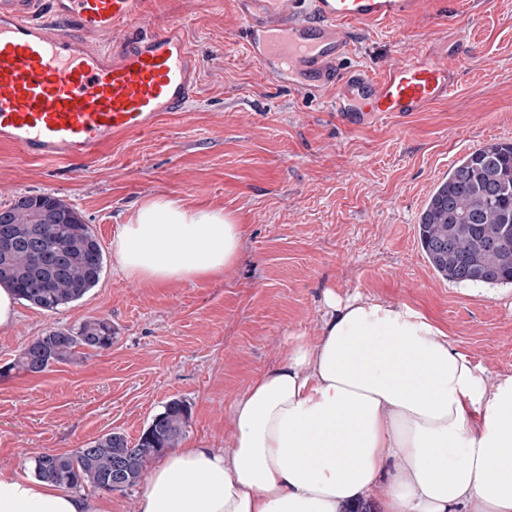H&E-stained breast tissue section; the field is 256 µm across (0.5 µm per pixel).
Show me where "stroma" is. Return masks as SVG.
<instances>
[{
    "label": "stroma",
    "mask_w": 512,
    "mask_h": 512,
    "mask_svg": "<svg viewBox=\"0 0 512 512\" xmlns=\"http://www.w3.org/2000/svg\"><path fill=\"white\" fill-rule=\"evenodd\" d=\"M470 17L472 56L448 98L396 122L342 128L333 90L313 97L263 78L237 38L227 0H148L145 24H181L201 60L187 112L56 164L0 144V204L60 197L105 253L98 285L55 312L19 303L0 330V470L29 476L44 452L67 453L115 431L136 441L167 401L190 412L185 442H229L234 400L279 361L295 333L318 338L327 295L408 306L484 369L512 375V285H457L430 266L421 211L451 166L512 142V0H455ZM457 25L427 0L416 17L359 31L343 66L378 73L423 52L456 65ZM152 196L221 207L242 224L228 273L162 287L124 276L112 239ZM112 323L110 349L34 374L20 350L52 327Z\"/></svg>",
    "instance_id": "35a3bbf8"
}]
</instances>
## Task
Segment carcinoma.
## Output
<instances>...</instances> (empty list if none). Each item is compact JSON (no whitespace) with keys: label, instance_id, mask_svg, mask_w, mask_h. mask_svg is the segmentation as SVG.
Listing matches in <instances>:
<instances>
[{"label":"carcinoma","instance_id":"cac0c4a2","mask_svg":"<svg viewBox=\"0 0 512 512\" xmlns=\"http://www.w3.org/2000/svg\"><path fill=\"white\" fill-rule=\"evenodd\" d=\"M420 245L434 271L455 284H512V142L487 144L456 162L433 190L418 222ZM0 285L28 305L54 311L83 298L100 281L103 248L91 227L61 199L20 196L0 206ZM112 323L85 320L78 330L52 328L19 353L16 364L40 373L70 361L79 348L112 346ZM188 406L168 401L131 443L109 432L73 453H43L35 475L72 490L123 491L141 481L148 463L179 445ZM123 465L122 485L112 473Z\"/></svg>","mask_w":512,"mask_h":512}]
</instances>
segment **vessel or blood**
I'll return each mask as SVG.
<instances>
[{
	"label": "vessel or blood",
	"instance_id": "obj_1",
	"mask_svg": "<svg viewBox=\"0 0 512 512\" xmlns=\"http://www.w3.org/2000/svg\"><path fill=\"white\" fill-rule=\"evenodd\" d=\"M146 0H0V143L25 158L73 161L184 112L200 60L180 25L134 31ZM263 76L331 102L344 128L406 119L446 99L458 69L416 57L375 75L341 70L359 28L418 15L424 0H230Z\"/></svg>",
	"mask_w": 512,
	"mask_h": 512
}]
</instances>
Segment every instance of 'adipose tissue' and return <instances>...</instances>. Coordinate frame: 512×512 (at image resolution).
I'll return each instance as SVG.
<instances>
[{"label": "adipose tissue", "mask_w": 512, "mask_h": 512, "mask_svg": "<svg viewBox=\"0 0 512 512\" xmlns=\"http://www.w3.org/2000/svg\"><path fill=\"white\" fill-rule=\"evenodd\" d=\"M242 227L223 209L157 196L112 241L148 283L221 275ZM228 449L192 444L151 471L138 512H512V375L488 382L419 312L327 297L318 340L231 407ZM0 512H112L108 498L0 473Z\"/></svg>", "instance_id": "adipose-tissue-1"}]
</instances>
